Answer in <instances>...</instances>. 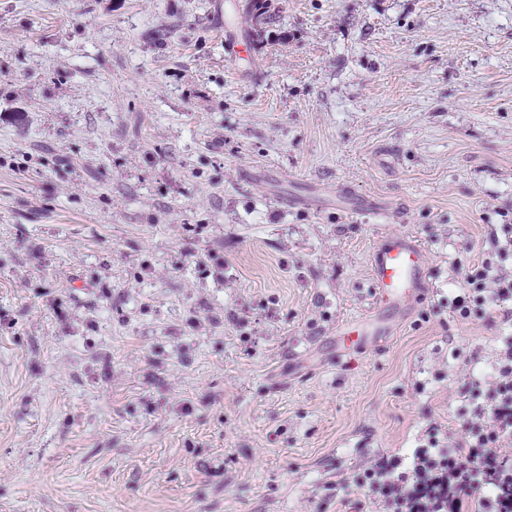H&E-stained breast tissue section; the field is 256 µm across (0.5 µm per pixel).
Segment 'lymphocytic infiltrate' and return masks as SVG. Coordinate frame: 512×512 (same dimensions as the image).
Here are the masks:
<instances>
[{"label":"lymphocytic infiltrate","mask_w":512,"mask_h":512,"mask_svg":"<svg viewBox=\"0 0 512 512\" xmlns=\"http://www.w3.org/2000/svg\"><path fill=\"white\" fill-rule=\"evenodd\" d=\"M452 300L468 318L473 306L512 302V279L491 263L471 266ZM496 384L462 428L459 447L437 437L406 456H385L367 472V486L384 512H512V336L501 337Z\"/></svg>","instance_id":"lymphocytic-infiltrate-1"}]
</instances>
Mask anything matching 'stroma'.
<instances>
[{"mask_svg": "<svg viewBox=\"0 0 512 512\" xmlns=\"http://www.w3.org/2000/svg\"><path fill=\"white\" fill-rule=\"evenodd\" d=\"M252 2L0 0V512H380L494 387L512 0ZM393 233L429 292L339 356ZM466 288L452 299L454 313L466 319L472 313V306L488 303L500 308L502 303L512 302V279L497 274L490 262L473 265L465 273ZM493 283L496 288H488Z\"/></svg>", "mask_w": 512, "mask_h": 512, "instance_id": "obj_1", "label": "stroma"}]
</instances>
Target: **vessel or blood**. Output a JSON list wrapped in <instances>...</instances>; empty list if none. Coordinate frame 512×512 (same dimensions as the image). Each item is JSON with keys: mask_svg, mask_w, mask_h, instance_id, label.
Returning <instances> with one entry per match:
<instances>
[{"mask_svg": "<svg viewBox=\"0 0 512 512\" xmlns=\"http://www.w3.org/2000/svg\"><path fill=\"white\" fill-rule=\"evenodd\" d=\"M374 283L372 308L362 317L342 324L337 334L346 344L367 348L392 336L391 313H406L428 291L426 250L412 235L393 234L375 247L369 258Z\"/></svg>", "mask_w": 512, "mask_h": 512, "instance_id": "1", "label": "vessel or blood"}]
</instances>
